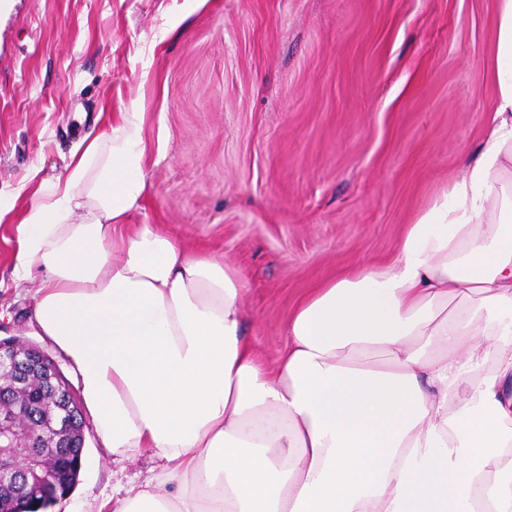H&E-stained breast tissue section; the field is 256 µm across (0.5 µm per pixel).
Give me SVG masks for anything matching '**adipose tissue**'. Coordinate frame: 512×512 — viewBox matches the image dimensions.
Returning <instances> with one entry per match:
<instances>
[{
    "mask_svg": "<svg viewBox=\"0 0 512 512\" xmlns=\"http://www.w3.org/2000/svg\"><path fill=\"white\" fill-rule=\"evenodd\" d=\"M491 27L475 160L391 264L293 311L276 371L244 337L237 271L123 223L146 189L138 106L39 188L14 265L38 281L30 323L113 462L158 463L112 512H512V0Z\"/></svg>",
    "mask_w": 512,
    "mask_h": 512,
    "instance_id": "1",
    "label": "adipose tissue"
}]
</instances>
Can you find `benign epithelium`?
<instances>
[{
  "instance_id": "7a95c632",
  "label": "benign epithelium",
  "mask_w": 512,
  "mask_h": 512,
  "mask_svg": "<svg viewBox=\"0 0 512 512\" xmlns=\"http://www.w3.org/2000/svg\"><path fill=\"white\" fill-rule=\"evenodd\" d=\"M46 374L48 387L59 401L58 410L49 425V437L56 440L60 454L82 461L84 445L69 441L68 434L77 425L86 426L81 406L74 400L72 390L57 383L59 367L39 347L28 350L15 347L14 341L0 340V381H12L18 386L27 382L34 366ZM26 408L0 404V493L23 498L30 493L45 497L53 493L55 484L45 477L50 463L35 451L41 435L17 424Z\"/></svg>"
}]
</instances>
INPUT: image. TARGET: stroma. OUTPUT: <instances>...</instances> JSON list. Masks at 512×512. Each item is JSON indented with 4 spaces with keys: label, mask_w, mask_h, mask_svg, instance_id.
I'll use <instances>...</instances> for the list:
<instances>
[{
    "label": "stroma",
    "mask_w": 512,
    "mask_h": 512,
    "mask_svg": "<svg viewBox=\"0 0 512 512\" xmlns=\"http://www.w3.org/2000/svg\"><path fill=\"white\" fill-rule=\"evenodd\" d=\"M498 0H0V337L37 342L11 270L39 184L140 103L145 196L124 218L221 257L268 366L313 288L394 260L485 135ZM72 498L139 489L85 431Z\"/></svg>",
    "instance_id": "35a3bbf8"
}]
</instances>
